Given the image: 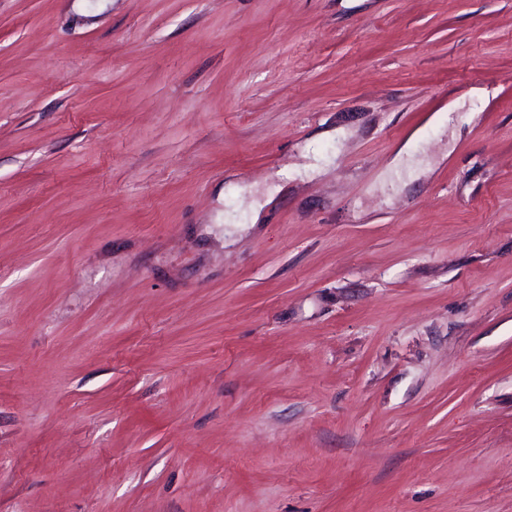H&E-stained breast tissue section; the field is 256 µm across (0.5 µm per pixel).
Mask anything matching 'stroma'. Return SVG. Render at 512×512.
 <instances>
[{"label": "stroma", "instance_id": "1", "mask_svg": "<svg viewBox=\"0 0 512 512\" xmlns=\"http://www.w3.org/2000/svg\"><path fill=\"white\" fill-rule=\"evenodd\" d=\"M0 512H512V0H0Z\"/></svg>", "mask_w": 512, "mask_h": 512}]
</instances>
